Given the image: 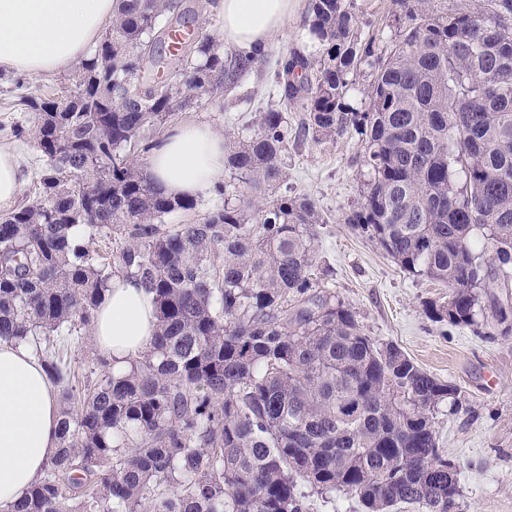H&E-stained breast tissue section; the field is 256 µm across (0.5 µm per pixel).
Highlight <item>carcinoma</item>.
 Returning <instances> with one entry per match:
<instances>
[{"label":"carcinoma","instance_id":"cac0c4a2","mask_svg":"<svg viewBox=\"0 0 512 512\" xmlns=\"http://www.w3.org/2000/svg\"><path fill=\"white\" fill-rule=\"evenodd\" d=\"M393 0L377 54L353 0H311L320 56L291 49L276 73L285 109L224 142V206L166 224L193 198L156 190L130 157L189 91L224 83V52L190 29L183 0H116L65 94L23 95L46 157L38 195L0 215V341L41 347L60 402V446L0 512H309L356 494L366 512H462L460 466L436 432L456 387L396 345H378L320 282L315 202L290 194L289 145L349 127L364 135L362 201L347 223L406 272L441 282L436 322L475 326L479 288L512 280V0L436 13ZM372 70L369 108L346 97ZM304 113L288 125L286 109ZM86 228L120 245L107 259ZM490 245L483 258L475 233ZM154 294L157 329L117 375L102 357L81 384L64 343L90 330L115 276Z\"/></svg>","mask_w":512,"mask_h":512}]
</instances>
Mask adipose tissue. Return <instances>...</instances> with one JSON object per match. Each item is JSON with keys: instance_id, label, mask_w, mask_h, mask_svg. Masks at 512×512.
Instances as JSON below:
<instances>
[{"instance_id": "obj_1", "label": "adipose tissue", "mask_w": 512, "mask_h": 512, "mask_svg": "<svg viewBox=\"0 0 512 512\" xmlns=\"http://www.w3.org/2000/svg\"><path fill=\"white\" fill-rule=\"evenodd\" d=\"M113 0H0V71L31 78L70 68L96 44ZM298 9V0H221L225 45L266 52ZM170 197L206 194L224 173V137L185 122L173 127L144 163ZM153 295L135 277L114 278L92 325L97 349L114 371L148 347L156 331ZM57 391L30 346L0 343V503L19 498L59 441Z\"/></svg>"}]
</instances>
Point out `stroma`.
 I'll return each instance as SVG.
<instances>
[{"label": "stroma", "instance_id": "obj_1", "mask_svg": "<svg viewBox=\"0 0 512 512\" xmlns=\"http://www.w3.org/2000/svg\"><path fill=\"white\" fill-rule=\"evenodd\" d=\"M309 0L271 40L264 63L242 72L201 100L174 108L173 123L193 121L222 134L250 133L260 112L275 106L274 74L282 55L294 48L320 54L306 24ZM364 31L374 33L376 50L397 36L391 0H354ZM68 72L27 79L23 89L0 80V148L14 151L22 181L17 205L32 201L44 158L30 137L14 128L30 126V113L16 101L23 92L59 93ZM362 137L354 129L288 151V186L309 196L324 222L317 225L318 262L333 271L329 282L355 313L363 332L380 344H396L417 365L458 388L457 412L440 410L439 445L461 469L463 512H512V318L499 322L486 313L479 325L466 327L427 317V302L447 298L441 283L408 274L365 233L347 224L359 206L363 180L356 158Z\"/></svg>", "mask_w": 512, "mask_h": 512}]
</instances>
